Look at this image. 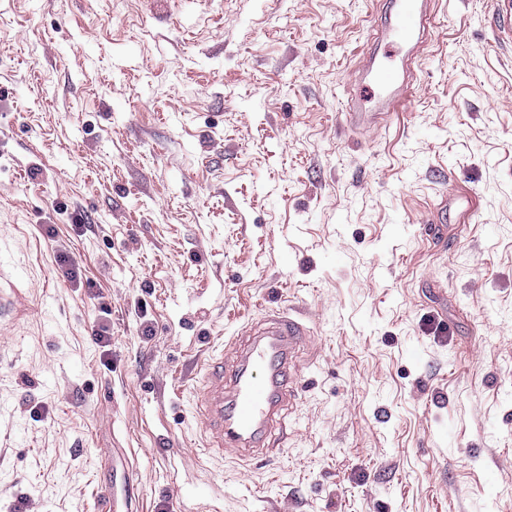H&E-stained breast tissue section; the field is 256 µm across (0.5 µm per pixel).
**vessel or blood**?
<instances>
[{
  "label": "vessel or blood",
  "instance_id": "b4317fda",
  "mask_svg": "<svg viewBox=\"0 0 512 512\" xmlns=\"http://www.w3.org/2000/svg\"><path fill=\"white\" fill-rule=\"evenodd\" d=\"M385 3L383 15L370 20L356 75L363 90L344 108L347 123L366 131L406 112L433 19L432 0ZM303 334L297 320L273 314L242 332L232 366L220 358L206 365L195 407L208 433L204 454L254 459L274 447L273 429L297 394L291 367Z\"/></svg>",
  "mask_w": 512,
  "mask_h": 512
}]
</instances>
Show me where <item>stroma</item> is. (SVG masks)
Listing matches in <instances>:
<instances>
[{"instance_id":"1","label":"stroma","mask_w":512,"mask_h":512,"mask_svg":"<svg viewBox=\"0 0 512 512\" xmlns=\"http://www.w3.org/2000/svg\"><path fill=\"white\" fill-rule=\"evenodd\" d=\"M375 8L0 0V512H512V0H436L363 134ZM442 173L475 206L439 245ZM274 310L279 444L203 456L188 365Z\"/></svg>"}]
</instances>
